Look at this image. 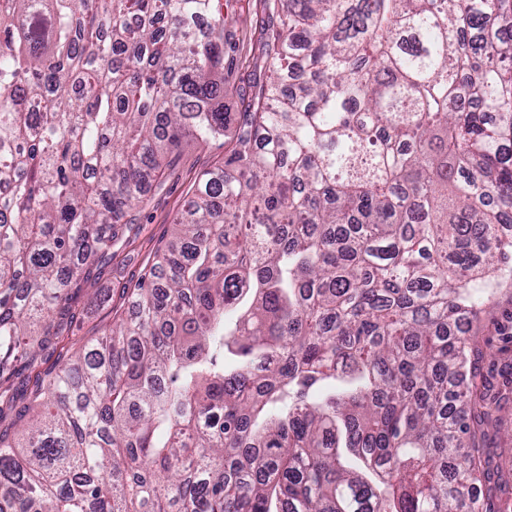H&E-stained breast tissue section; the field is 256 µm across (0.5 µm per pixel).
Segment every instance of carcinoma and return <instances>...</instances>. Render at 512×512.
<instances>
[{
	"label": "carcinoma",
	"mask_w": 512,
	"mask_h": 512,
	"mask_svg": "<svg viewBox=\"0 0 512 512\" xmlns=\"http://www.w3.org/2000/svg\"><path fill=\"white\" fill-rule=\"evenodd\" d=\"M0 0V376L56 349L182 142L131 309L0 431V512H483L463 322L512 276V0ZM258 0H237L236 10L239 22L243 28H247V39L240 43L237 54V65L232 77L229 78V93L224 98L228 112H237L238 96L248 88L240 82V78H246L255 64L260 63L262 43L260 40V26L264 14L261 12Z\"/></svg>",
	"instance_id": "carcinoma-1"
}]
</instances>
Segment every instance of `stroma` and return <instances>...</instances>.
Returning a JSON list of instances; mask_svg holds the SVG:
<instances>
[{"label": "stroma", "instance_id": "obj_1", "mask_svg": "<svg viewBox=\"0 0 512 512\" xmlns=\"http://www.w3.org/2000/svg\"><path fill=\"white\" fill-rule=\"evenodd\" d=\"M236 10L240 24L247 29V37L240 44L237 65L224 99L231 112L236 111L238 96L246 89L243 77L261 59L260 26L264 18L258 0H237ZM223 158L221 141L191 139L184 143L176 169L168 173L161 189L147 191L125 242L115 249L112 265L121 268V276L104 274L78 294L76 319L72 325L74 339L85 340L98 335L101 327L111 323L115 310L126 307L124 288L135 283L147 260L171 239L172 220L195 177ZM466 329L473 371L478 379L484 380L490 395L505 404L497 414V426L491 429L489 442L490 473L497 484L494 506L499 510L512 500V278L501 281L492 297L469 320Z\"/></svg>", "mask_w": 512, "mask_h": 512}]
</instances>
